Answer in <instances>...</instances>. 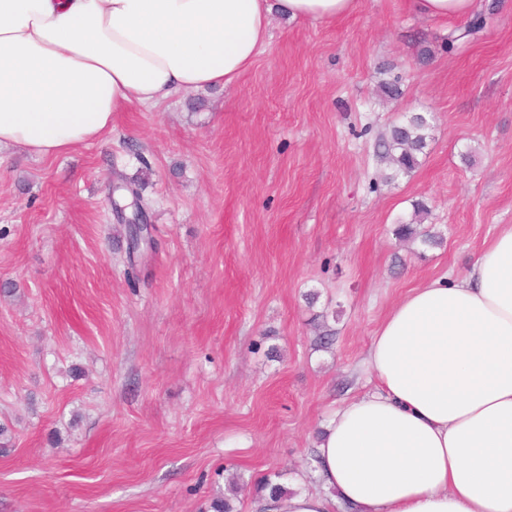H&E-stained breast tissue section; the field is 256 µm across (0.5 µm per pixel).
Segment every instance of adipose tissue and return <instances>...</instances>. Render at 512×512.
Instances as JSON below:
<instances>
[{
    "instance_id": "1",
    "label": "adipose tissue",
    "mask_w": 512,
    "mask_h": 512,
    "mask_svg": "<svg viewBox=\"0 0 512 512\" xmlns=\"http://www.w3.org/2000/svg\"><path fill=\"white\" fill-rule=\"evenodd\" d=\"M354 0H0V151L47 159L100 141L116 112L229 87L271 19L331 21ZM329 419L319 490L256 512H512V225L464 276L411 289Z\"/></svg>"
}]
</instances>
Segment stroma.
Returning a JSON list of instances; mask_svg holds the SVG:
<instances>
[{"instance_id": "35a3bbf8", "label": "stroma", "mask_w": 512, "mask_h": 512, "mask_svg": "<svg viewBox=\"0 0 512 512\" xmlns=\"http://www.w3.org/2000/svg\"><path fill=\"white\" fill-rule=\"evenodd\" d=\"M478 2L490 24L454 43L465 19L412 0L276 15L234 85L131 105L53 159L0 153V512H251L267 479L318 490L314 447L366 390L386 314L512 224V0ZM411 113L427 154L385 181L377 137ZM122 180L154 241L132 277ZM418 202L440 246L393 235Z\"/></svg>"}]
</instances>
